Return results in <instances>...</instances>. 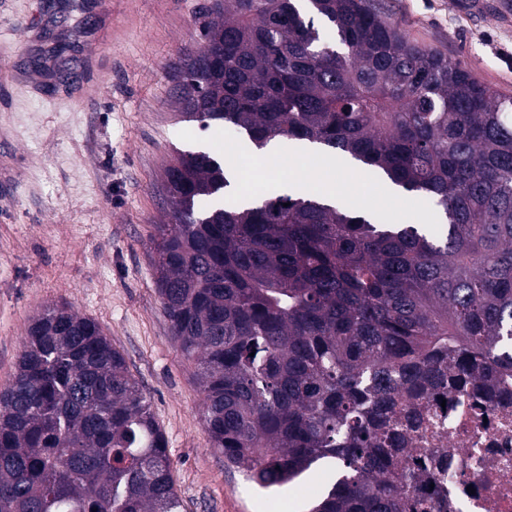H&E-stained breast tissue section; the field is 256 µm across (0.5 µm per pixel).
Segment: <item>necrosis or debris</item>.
I'll return each mask as SVG.
<instances>
[{"label":"necrosis or debris","instance_id":"necrosis-or-debris-1","mask_svg":"<svg viewBox=\"0 0 512 512\" xmlns=\"http://www.w3.org/2000/svg\"><path fill=\"white\" fill-rule=\"evenodd\" d=\"M416 407L423 420L403 456L423 463L419 496L437 512H512V387L491 399L451 388Z\"/></svg>","mask_w":512,"mask_h":512}]
</instances>
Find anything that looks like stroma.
Instances as JSON below:
<instances>
[{
    "label": "stroma",
    "instance_id": "stroma-1",
    "mask_svg": "<svg viewBox=\"0 0 512 512\" xmlns=\"http://www.w3.org/2000/svg\"><path fill=\"white\" fill-rule=\"evenodd\" d=\"M207 0H0V388L31 319L66 304L98 321L151 397L168 441L183 512H307L331 477L317 469L273 491L229 468L209 445L195 365L174 342L157 292L153 239L167 223L165 170L177 152L223 159L226 130L177 117L181 59L201 44ZM405 39L459 61L512 97V22L469 15L460 0H375ZM284 166L239 157L243 190L340 199L400 224L434 215L376 195L351 163L332 168L292 142Z\"/></svg>",
    "mask_w": 512,
    "mask_h": 512
}]
</instances>
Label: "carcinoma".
<instances>
[{"instance_id":"obj_1","label":"carcinoma","mask_w":512,"mask_h":512,"mask_svg":"<svg viewBox=\"0 0 512 512\" xmlns=\"http://www.w3.org/2000/svg\"><path fill=\"white\" fill-rule=\"evenodd\" d=\"M182 117L256 152L307 140L432 200L440 231L344 203L232 196L167 168L156 285L210 447L262 488L336 465L311 512H429L398 399L512 377V98L405 40L371 0H211ZM0 512H182L164 432L95 320L50 305L0 390Z\"/></svg>"}]
</instances>
